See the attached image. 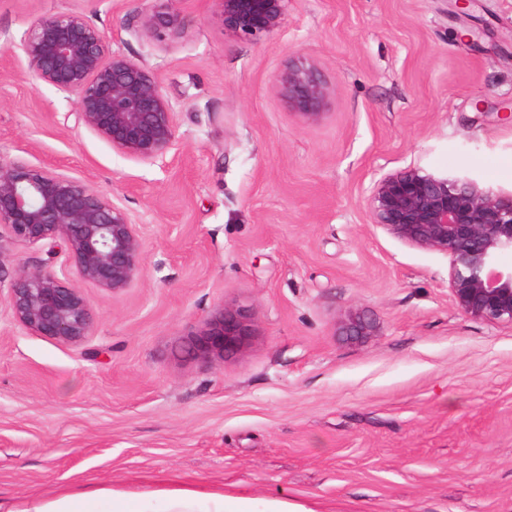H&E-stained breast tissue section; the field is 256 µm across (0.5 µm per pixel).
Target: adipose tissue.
I'll return each mask as SVG.
<instances>
[{"label": "adipose tissue", "mask_w": 512, "mask_h": 512, "mask_svg": "<svg viewBox=\"0 0 512 512\" xmlns=\"http://www.w3.org/2000/svg\"><path fill=\"white\" fill-rule=\"evenodd\" d=\"M0 512H303L294 503L268 499L263 504L212 493L198 497L182 489H157L136 497L111 488L63 494L24 496L0 505Z\"/></svg>", "instance_id": "1"}]
</instances>
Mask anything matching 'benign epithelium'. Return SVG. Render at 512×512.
I'll return each mask as SVG.
<instances>
[{"label":"benign epithelium","instance_id":"benign-epithelium-1","mask_svg":"<svg viewBox=\"0 0 512 512\" xmlns=\"http://www.w3.org/2000/svg\"><path fill=\"white\" fill-rule=\"evenodd\" d=\"M224 32L257 41L283 25L288 0H218ZM144 32L157 41L179 37L180 13L144 15ZM30 75L75 97L78 124L117 153L138 162L166 159L176 144V111L154 70L110 49L105 32L78 12L44 15L10 44ZM288 109L308 125L322 122L330 90L317 64L298 58L274 76ZM365 202L371 223L402 242L449 258L448 289L457 309L491 324L512 325V191L479 183L464 173L446 176L407 166L373 177ZM16 241L60 247L61 273L20 267L7 292L12 318L25 329L79 344L92 325L80 290L66 282L74 264L80 277L121 291L140 276L143 243L138 225L117 202L45 167L0 158V233ZM345 335L369 336L374 325L351 314ZM255 329L242 307L223 308L189 351L207 362L241 352Z\"/></svg>","mask_w":512,"mask_h":512}]
</instances>
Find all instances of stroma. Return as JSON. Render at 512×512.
Masks as SVG:
<instances>
[{
    "label": "stroma",
    "instance_id": "35a3bbf8",
    "mask_svg": "<svg viewBox=\"0 0 512 512\" xmlns=\"http://www.w3.org/2000/svg\"><path fill=\"white\" fill-rule=\"evenodd\" d=\"M177 11L181 37L142 31ZM77 11L153 69L177 112L165 161L113 151L75 99L8 49ZM315 60L317 125L273 75ZM0 157L117 201L144 243L112 292L70 272L82 344L37 335L0 299V499L177 488L308 512H512V326L460 313L449 260L370 221L375 173L464 171L512 190V0H288L282 28L225 35L217 0H0ZM50 244L0 238V282L58 270ZM225 306L256 335L188 350ZM372 335L340 333L348 314Z\"/></svg>",
    "mask_w": 512,
    "mask_h": 512
}]
</instances>
